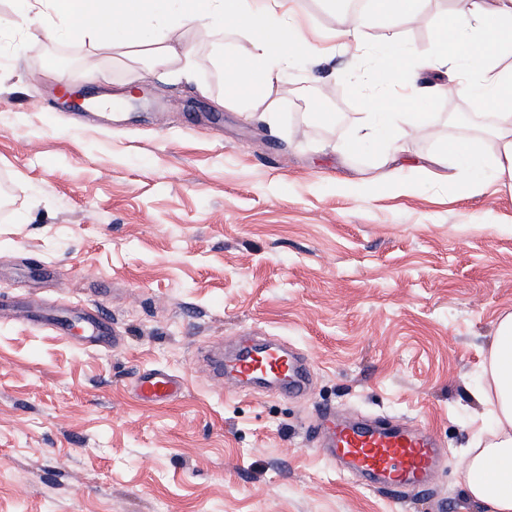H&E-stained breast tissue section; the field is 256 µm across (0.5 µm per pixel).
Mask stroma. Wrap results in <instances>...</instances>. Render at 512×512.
<instances>
[{
  "mask_svg": "<svg viewBox=\"0 0 512 512\" xmlns=\"http://www.w3.org/2000/svg\"><path fill=\"white\" fill-rule=\"evenodd\" d=\"M429 24L366 30L430 50L465 0H424ZM0 0V512H482L461 476L492 418L473 394L494 326L512 312V188L374 182L376 152L336 146L365 98L388 92L375 57L297 58L270 126L224 106L219 46L196 39L192 78L147 73L124 50L30 38ZM63 69L64 80L54 72ZM141 89L130 111H76ZM343 109L328 125L324 113ZM412 155L482 124L464 97L415 106ZM54 273L30 278L34 261ZM102 302L121 345L92 349L38 325ZM244 336L306 359V396L241 392L208 360ZM185 384L138 401L139 372ZM429 428L447 463L424 495L364 487L321 453L322 408Z\"/></svg>",
  "mask_w": 512,
  "mask_h": 512,
  "instance_id": "35a3bbf8",
  "label": "stroma"
}]
</instances>
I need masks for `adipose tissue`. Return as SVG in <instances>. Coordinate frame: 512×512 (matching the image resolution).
Returning <instances> with one entry per match:
<instances>
[{"instance_id":"ef3b65f1","label":"adipose tissue","mask_w":512,"mask_h":512,"mask_svg":"<svg viewBox=\"0 0 512 512\" xmlns=\"http://www.w3.org/2000/svg\"><path fill=\"white\" fill-rule=\"evenodd\" d=\"M17 24L36 27L52 37L79 36L92 46H143L144 63L157 71L176 60L193 68V48H175L166 37L148 36L144 27L156 22L168 28L195 30L198 38L216 34L246 40L248 53L225 46L224 105L240 109L255 102L267 105L264 114L275 122L279 100L292 90L283 79L291 58L327 57L337 47L362 43L373 16L386 20L415 18L422 0H373L370 13L345 16L340 27L319 36L310 32L299 0H18ZM436 54L392 44L380 55L398 85L396 95L379 94L365 100L366 120L356 135L338 146L352 154L367 141L378 146V180L401 187L405 170L445 185L457 182L448 169L449 158L476 169L482 158L476 136L455 139L421 163L405 167L406 141L422 128L419 113L400 111L401 99L425 94L458 93L469 97L493 116L491 135L497 142L495 180L512 186V0H468L465 13L441 18L435 30ZM488 386L482 398L489 405L495 427L486 443L468 449L463 471L466 497L485 512H512V313L495 325Z\"/></svg>"}]
</instances>
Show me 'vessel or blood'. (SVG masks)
Segmentation results:
<instances>
[{
	"label": "vessel or blood",
	"instance_id": "obj_1",
	"mask_svg": "<svg viewBox=\"0 0 512 512\" xmlns=\"http://www.w3.org/2000/svg\"><path fill=\"white\" fill-rule=\"evenodd\" d=\"M81 323L83 339L92 348L109 349L119 343L112 322L98 305L85 306L78 319L54 316L47 329L67 335L74 323ZM224 372L238 388L273 383L288 396L307 394L309 379L302 357L285 344L272 341L262 348H241L225 366ZM183 382L164 369L141 374L134 385L140 400L166 404L180 397ZM323 454L370 485L392 491L410 489L427 493L445 460L433 434L416 425H378L357 420L346 411L325 410L318 423Z\"/></svg>",
	"mask_w": 512,
	"mask_h": 512
}]
</instances>
